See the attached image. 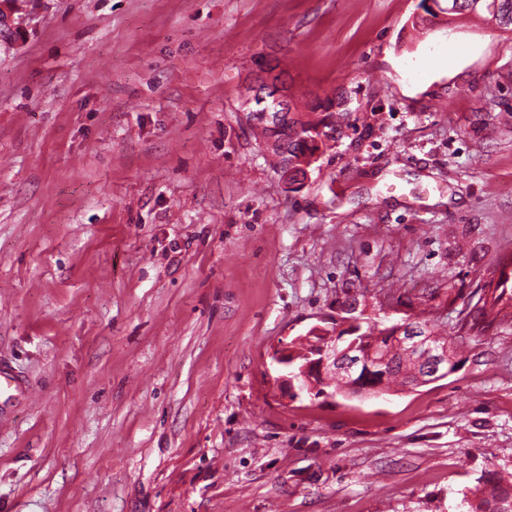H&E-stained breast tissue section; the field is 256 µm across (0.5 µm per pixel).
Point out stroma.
<instances>
[{
    "label": "stroma",
    "mask_w": 512,
    "mask_h": 512,
    "mask_svg": "<svg viewBox=\"0 0 512 512\" xmlns=\"http://www.w3.org/2000/svg\"><path fill=\"white\" fill-rule=\"evenodd\" d=\"M0 49V512H463L512 476V325L446 378L284 398L346 314L451 332L512 253V31L420 0H18ZM276 66L347 117L299 188ZM275 90V108L273 112L277 113V118L285 116L290 117L294 112V97L288 91L286 83L283 84L280 72L275 69L264 68L261 73L246 87L241 96L242 107L250 110L256 98L263 102L266 100L265 93ZM289 112V113H288ZM294 357L295 353L290 351L288 348H283V346L277 349L273 355V361L286 370V374L278 377V382H280V386L283 388L287 396H290L293 393L299 394L294 380L288 377L289 360L291 359L292 364L297 361ZM31 396L32 391L25 380L9 368L0 366V421L9 414V407L16 402L28 400Z\"/></svg>",
    "instance_id": "stroma-1"
}]
</instances>
